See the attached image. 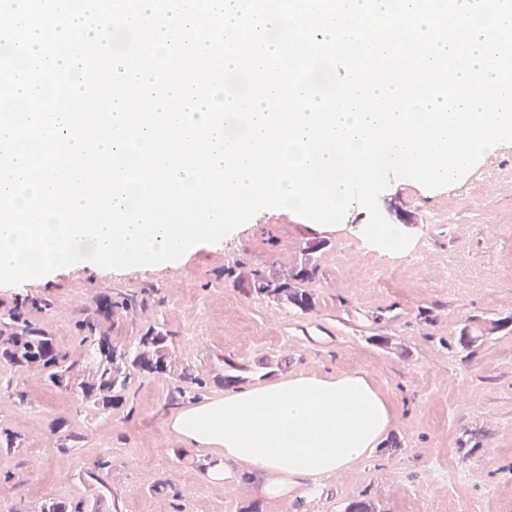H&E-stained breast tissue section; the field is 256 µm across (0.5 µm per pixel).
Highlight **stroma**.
<instances>
[{
  "mask_svg": "<svg viewBox=\"0 0 512 512\" xmlns=\"http://www.w3.org/2000/svg\"><path fill=\"white\" fill-rule=\"evenodd\" d=\"M378 204L389 223H405L417 258L377 274L343 253L369 221L356 205L334 232L267 209L175 266L78 264L43 284L0 285V311L35 301L29 320L87 375L81 321L124 345L150 331L172 338L171 370L136 374L105 411L0 361V432L17 437L0 443V512L59 500L86 512H292L250 481L209 482L211 455L170 427L172 411L191 404L178 392L185 368L203 375L202 402L299 371H359L393 400L398 424L380 448L325 479L304 512H344L360 498L381 512H512V146L455 185L390 177ZM311 242L320 267L305 284L312 310L239 285L252 268L298 267ZM126 295L133 309L120 308ZM104 297L115 302L107 319ZM464 334L470 344H460ZM105 455L110 467L98 468Z\"/></svg>",
  "mask_w": 512,
  "mask_h": 512,
  "instance_id": "obj_1",
  "label": "stroma"
}]
</instances>
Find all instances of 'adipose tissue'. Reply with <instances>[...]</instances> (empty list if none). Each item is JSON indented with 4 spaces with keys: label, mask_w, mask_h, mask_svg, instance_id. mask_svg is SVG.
<instances>
[{
    "label": "adipose tissue",
    "mask_w": 512,
    "mask_h": 512,
    "mask_svg": "<svg viewBox=\"0 0 512 512\" xmlns=\"http://www.w3.org/2000/svg\"><path fill=\"white\" fill-rule=\"evenodd\" d=\"M398 419L395 404L360 372H297L179 408L171 427L212 454V483L251 476L262 498L297 507L323 479L369 457Z\"/></svg>",
    "instance_id": "1"
}]
</instances>
